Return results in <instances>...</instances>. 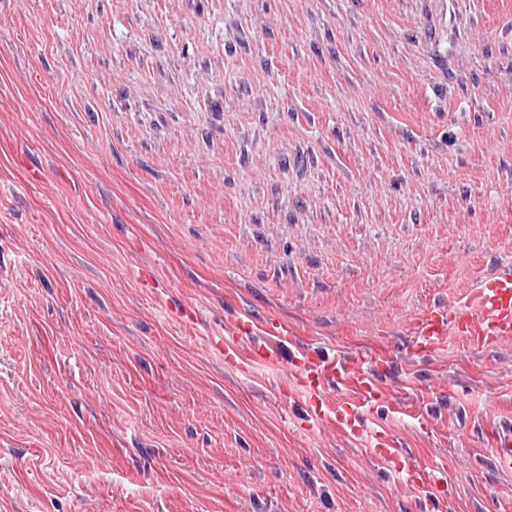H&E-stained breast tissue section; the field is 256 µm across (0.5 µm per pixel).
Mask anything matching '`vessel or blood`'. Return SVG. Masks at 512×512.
<instances>
[{
  "instance_id": "vessel-or-blood-1",
  "label": "vessel or blood",
  "mask_w": 512,
  "mask_h": 512,
  "mask_svg": "<svg viewBox=\"0 0 512 512\" xmlns=\"http://www.w3.org/2000/svg\"><path fill=\"white\" fill-rule=\"evenodd\" d=\"M252 327V321L238 322L234 327L236 337ZM456 332L466 333L473 344L485 348L512 341L511 267L487 275L464 305L439 309L420 319L416 325V345L421 349H436ZM236 337L215 343L224 356L225 365H238L242 359ZM374 375V370L368 368L345 361L327 360L308 350L300 351L292 382L303 389L307 398L308 409L302 420L303 425L327 424L351 434L362 431L364 423L360 417L331 407L325 396V388L342 381L360 399L375 400L380 392L374 383ZM368 444L377 449L390 468L407 471L411 483L420 485L429 480V473L409 468L401 449L395 448L384 433L371 432ZM493 458L498 469L512 470V431L499 434Z\"/></svg>"
}]
</instances>
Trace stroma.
Masks as SVG:
<instances>
[{"mask_svg":"<svg viewBox=\"0 0 512 512\" xmlns=\"http://www.w3.org/2000/svg\"><path fill=\"white\" fill-rule=\"evenodd\" d=\"M502 264L512 0H0V512H512V342L414 345ZM234 332L231 333L234 336L232 340L220 338L219 341L212 342L209 338L204 339L207 342H212V346L216 347L221 354L224 355V363L227 366H236L242 359V351L239 348L237 338L240 334L253 328L252 320L240 321L232 327ZM379 370L356 367L345 361L326 360L310 350L299 351L292 383L300 386L307 398L308 409L302 425L310 427L327 424L351 434L362 431V419L343 408L331 407L324 391L326 386L343 381L360 399L376 400L381 397L374 383V375ZM368 444L371 448L377 449L379 456L386 460L389 467L393 470L404 471L407 469L409 479L414 485L424 484L430 480L431 476L429 473L408 467L401 449L394 448L384 433L380 431L371 432L368 436ZM493 458L498 469L512 470V431H504L498 435Z\"/></svg>","mask_w":512,"mask_h":512,"instance_id":"stroma-1","label":"stroma"}]
</instances>
